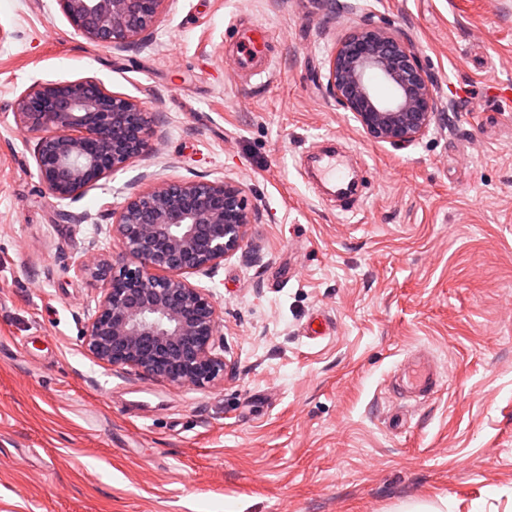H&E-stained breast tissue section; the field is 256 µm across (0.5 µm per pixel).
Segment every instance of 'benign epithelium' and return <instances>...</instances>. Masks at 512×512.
<instances>
[{
	"mask_svg": "<svg viewBox=\"0 0 512 512\" xmlns=\"http://www.w3.org/2000/svg\"><path fill=\"white\" fill-rule=\"evenodd\" d=\"M57 2L76 34L125 47L147 39L167 0ZM372 75L392 86L389 99L374 94ZM327 85L368 136L393 146L423 136L438 109L419 57L401 34L384 28H363L339 41ZM14 121L39 133V178L59 201L82 196L141 157L157 135L135 100L94 78L30 86ZM112 217V236L126 260L77 263L102 290L83 333L86 351L99 363L170 385L214 381L226 368L214 354L220 316L212 295L187 277L212 272L241 247L247 224L241 190L229 181H164L131 196Z\"/></svg>",
	"mask_w": 512,
	"mask_h": 512,
	"instance_id": "obj_1",
	"label": "benign epithelium"
}]
</instances>
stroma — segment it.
I'll return each mask as SVG.
<instances>
[{"label":"stroma","instance_id":"1","mask_svg":"<svg viewBox=\"0 0 512 512\" xmlns=\"http://www.w3.org/2000/svg\"><path fill=\"white\" fill-rule=\"evenodd\" d=\"M272 32L263 77L227 27ZM403 35L434 85L428 132L366 135L327 89L336 44ZM100 80L160 126L81 197L47 198L37 83ZM482 101L476 112L462 101ZM340 136L365 188L341 211L304 176ZM167 180L230 181L242 247L209 275L228 368L202 387L100 364L82 336L118 262L114 210ZM424 347L438 392L389 388ZM512 512V0H166L143 45L74 33L57 0H0V512Z\"/></svg>","mask_w":512,"mask_h":512}]
</instances>
